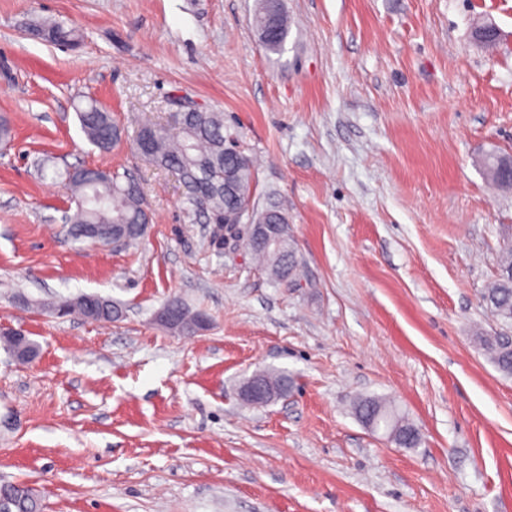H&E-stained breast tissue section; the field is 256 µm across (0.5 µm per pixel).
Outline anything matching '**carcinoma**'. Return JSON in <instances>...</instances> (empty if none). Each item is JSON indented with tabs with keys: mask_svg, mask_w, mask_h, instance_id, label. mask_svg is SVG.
<instances>
[{
	"mask_svg": "<svg viewBox=\"0 0 512 512\" xmlns=\"http://www.w3.org/2000/svg\"><path fill=\"white\" fill-rule=\"evenodd\" d=\"M253 26L265 48L272 53L283 51L288 38V18L274 0H261L253 16ZM32 34L48 43H70L76 40L73 30L61 23L37 26ZM81 131L86 139L102 151L110 150L120 140V127L112 113L92 101L77 112ZM224 112L204 107L186 115L178 112L167 123H147L140 129L137 154L150 164L171 170L178 175L183 189L187 215L207 213L209 223H224V214L249 200L256 190L252 160L245 154L237 158L224 157ZM507 156L490 152L485 157L489 180L500 190H512V178L496 173L500 161ZM75 196V211L69 217L67 236L74 241H93V233H113L130 245L143 237L139 226L146 223V196L141 184L129 173L98 168H84L69 176ZM251 220L255 224H286L288 212L275 202L264 207L253 205ZM288 237V258L282 259L262 247L256 240H242L245 248L275 281L300 285V262L293 237ZM178 312L176 331L193 333L205 325L204 315L191 311L178 299L171 300ZM482 304L500 322L501 331L492 336H480L478 342L484 356L503 375L512 376V247L500 255L497 276L482 293ZM54 313L68 316L78 313L88 319L118 321L124 310L112 300L96 294H83L49 306ZM0 341L10 353L21 359H33L38 345L31 339L15 341L0 334ZM260 374L273 387L287 393L292 384L288 371L266 369ZM356 417L375 428L399 430V437L410 447L419 444L418 429L400 416L392 404L375 397H359L354 403ZM41 503L36 491L23 484L16 490L13 512H40Z\"/></svg>",
	"mask_w": 512,
	"mask_h": 512,
	"instance_id": "cac0c4a2",
	"label": "carcinoma"
}]
</instances>
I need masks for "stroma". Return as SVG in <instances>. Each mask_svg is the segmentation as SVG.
I'll return each instance as SVG.
<instances>
[{"instance_id": "1", "label": "stroma", "mask_w": 512, "mask_h": 512, "mask_svg": "<svg viewBox=\"0 0 512 512\" xmlns=\"http://www.w3.org/2000/svg\"><path fill=\"white\" fill-rule=\"evenodd\" d=\"M283 3L277 55L257 0H0V322L39 345L27 364L0 347V485L43 512H512V377L474 346L500 328L480 298L512 245V191L481 165L512 155V0ZM54 21L79 45L31 35ZM175 96L223 110L259 202L287 204L300 286L214 247L176 174L136 156ZM89 99L120 125L109 151L80 130ZM84 167L141 182L142 239L67 237ZM84 293L123 318L46 308ZM173 298L205 327L164 328ZM264 368L292 389L242 406ZM359 394L394 401L420 445L363 426ZM277 2L281 7L275 8ZM253 26L268 51L272 53L283 51L288 38V18L283 11L281 1L262 0L254 13ZM16 490L12 512H40L41 503L36 491L25 484Z\"/></svg>"}]
</instances>
